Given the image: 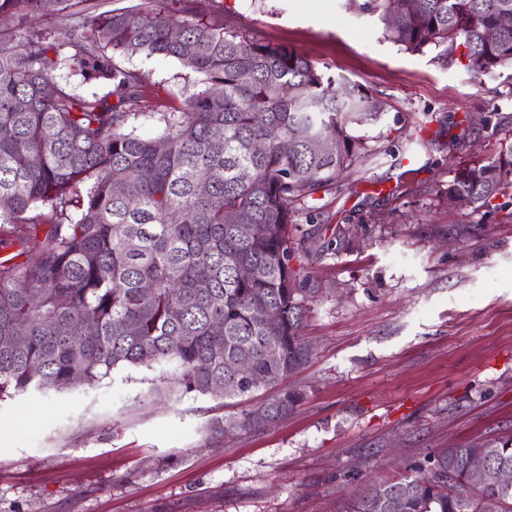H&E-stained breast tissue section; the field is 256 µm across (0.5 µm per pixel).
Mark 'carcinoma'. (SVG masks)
I'll return each instance as SVG.
<instances>
[{
  "label": "carcinoma",
  "mask_w": 512,
  "mask_h": 512,
  "mask_svg": "<svg viewBox=\"0 0 512 512\" xmlns=\"http://www.w3.org/2000/svg\"><path fill=\"white\" fill-rule=\"evenodd\" d=\"M78 2L0 0L11 19L0 30V199L9 200L0 244L23 257L0 259V398L165 364L171 391L245 400L278 387L237 421L212 420L213 438L266 425L260 413L288 416L306 399L288 380L311 357L301 329L312 250L293 233L298 205L373 154L352 129L384 106L294 50L249 39L207 0L104 11ZM363 8L412 52L439 48L474 75L512 66V0ZM136 54L197 75L182 110L142 111L145 77L122 64ZM60 68L108 92L78 95L57 80ZM141 118L158 124V137L138 132ZM510 190L512 144L458 165L446 194L489 209ZM239 264L250 278L238 277ZM238 359L248 374H235ZM484 450L512 466L511 438L444 448L373 484L346 512H391L382 502L397 512H512V488L466 486V456Z\"/></svg>",
  "instance_id": "cac0c4a2"
}]
</instances>
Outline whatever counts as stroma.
Wrapping results in <instances>:
<instances>
[{
	"label": "stroma",
	"instance_id": "1",
	"mask_svg": "<svg viewBox=\"0 0 512 512\" xmlns=\"http://www.w3.org/2000/svg\"><path fill=\"white\" fill-rule=\"evenodd\" d=\"M254 41L311 59L385 105L360 127L374 153L302 203L314 293L307 391L291 415L208 437L249 400L161 390L120 367L62 392L0 402V512H346L372 481L431 452L512 437V192L452 207L460 163L512 142V69L475 76L384 38L345 0H215ZM151 112L182 108L195 76L134 55Z\"/></svg>",
	"mask_w": 512,
	"mask_h": 512
}]
</instances>
